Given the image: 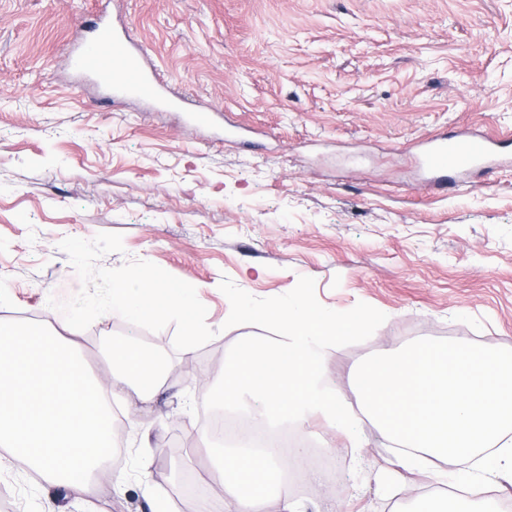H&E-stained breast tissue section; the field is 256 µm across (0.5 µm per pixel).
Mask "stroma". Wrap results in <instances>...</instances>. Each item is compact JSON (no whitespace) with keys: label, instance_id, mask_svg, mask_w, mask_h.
Wrapping results in <instances>:
<instances>
[{"label":"stroma","instance_id":"obj_1","mask_svg":"<svg viewBox=\"0 0 512 512\" xmlns=\"http://www.w3.org/2000/svg\"><path fill=\"white\" fill-rule=\"evenodd\" d=\"M98 8L122 17L174 94L219 107L216 124L131 98L103 106L110 86L68 60L81 15ZM463 125L512 134V0H0V323L35 317L76 336L95 373L115 340L167 364L134 414L112 402L122 446L95 477L98 512H152L160 499L200 512L223 496L207 476L217 442L202 436V387L260 332L226 327L223 278L269 298L307 276L329 309L385 313L367 341L324 353L326 385L350 402L362 359L419 338L512 349V158L442 191L413 148ZM101 232L123 249L99 266L146 260L193 285L215 337L178 351L171 324L150 332L107 313L75 331L48 314L49 298L81 288L60 241ZM359 431L354 448L310 425L350 464L337 486L298 489L304 512H397L439 491L379 427ZM39 498L80 512L22 463L0 471V512Z\"/></svg>","mask_w":512,"mask_h":512}]
</instances>
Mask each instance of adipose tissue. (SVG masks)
<instances>
[{
	"label": "adipose tissue",
	"instance_id": "obj_1",
	"mask_svg": "<svg viewBox=\"0 0 512 512\" xmlns=\"http://www.w3.org/2000/svg\"><path fill=\"white\" fill-rule=\"evenodd\" d=\"M75 353L72 339L40 324H0V469L21 460L41 482L63 488L83 512H95L92 471L112 448L109 402L126 390L151 400L166 365L127 341L112 346L107 369L92 377ZM213 465L224 504L203 512H301L277 449L222 447Z\"/></svg>",
	"mask_w": 512,
	"mask_h": 512
}]
</instances>
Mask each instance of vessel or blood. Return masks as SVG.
<instances>
[{
	"mask_svg": "<svg viewBox=\"0 0 512 512\" xmlns=\"http://www.w3.org/2000/svg\"><path fill=\"white\" fill-rule=\"evenodd\" d=\"M82 26L89 36L72 50V63L78 71L105 81L114 80V93L118 96L129 92L151 103L166 100V79L157 69L146 66L143 49L125 30L101 14L92 15ZM504 143V138L464 127L421 142L419 158L435 186L444 188L449 174H462L493 162Z\"/></svg>",
	"mask_w": 512,
	"mask_h": 512,
	"instance_id": "1",
	"label": "vessel or blood"
}]
</instances>
